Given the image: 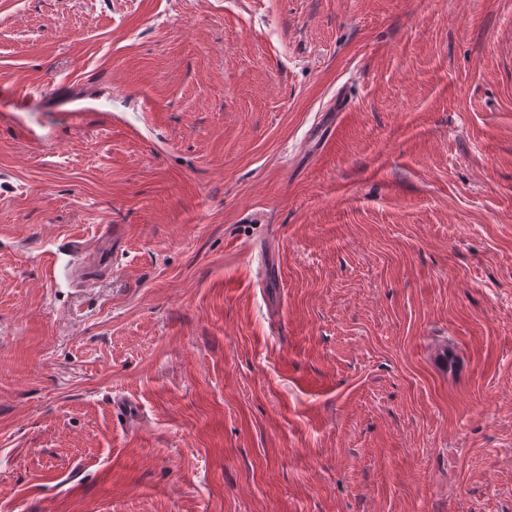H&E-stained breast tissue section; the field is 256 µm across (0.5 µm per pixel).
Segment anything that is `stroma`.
<instances>
[{"mask_svg": "<svg viewBox=\"0 0 512 512\" xmlns=\"http://www.w3.org/2000/svg\"><path fill=\"white\" fill-rule=\"evenodd\" d=\"M0 512H512V0H0Z\"/></svg>", "mask_w": 512, "mask_h": 512, "instance_id": "obj_1", "label": "stroma"}]
</instances>
